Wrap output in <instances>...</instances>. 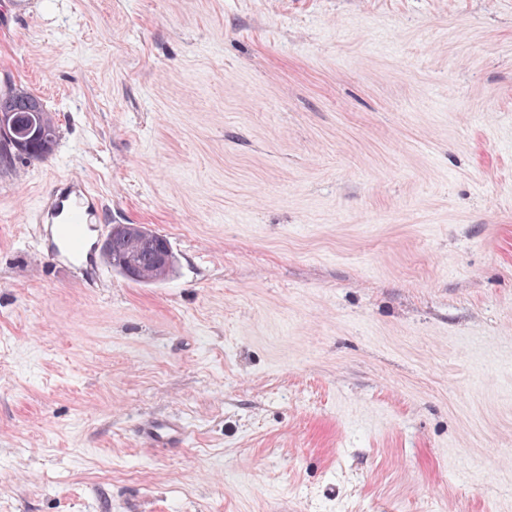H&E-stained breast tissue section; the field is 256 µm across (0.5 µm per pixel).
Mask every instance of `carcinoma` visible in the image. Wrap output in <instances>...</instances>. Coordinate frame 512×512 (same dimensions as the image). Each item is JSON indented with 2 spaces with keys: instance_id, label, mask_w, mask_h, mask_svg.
Listing matches in <instances>:
<instances>
[{
  "instance_id": "cac0c4a2",
  "label": "carcinoma",
  "mask_w": 512,
  "mask_h": 512,
  "mask_svg": "<svg viewBox=\"0 0 512 512\" xmlns=\"http://www.w3.org/2000/svg\"><path fill=\"white\" fill-rule=\"evenodd\" d=\"M0 120L15 125L17 142H0V166L5 168L17 159H46L57 144V126L36 96L17 89L0 91ZM166 238L162 235L134 240L124 233L112 235V269L118 270L129 260L150 277L170 275L172 270L156 267Z\"/></svg>"
}]
</instances>
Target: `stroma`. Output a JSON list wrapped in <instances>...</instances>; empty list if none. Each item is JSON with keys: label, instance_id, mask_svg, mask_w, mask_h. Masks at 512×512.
<instances>
[{"label": "stroma", "instance_id": "35a3bbf8", "mask_svg": "<svg viewBox=\"0 0 512 512\" xmlns=\"http://www.w3.org/2000/svg\"><path fill=\"white\" fill-rule=\"evenodd\" d=\"M4 85L0 512H512V0H0ZM66 179L173 274L48 262ZM36 96L17 89L0 91V117L15 125L17 144L0 140V166H11L16 159H46L57 144V126ZM31 130L29 132L28 130ZM10 158L5 164L4 159ZM186 427L175 419H152L143 424L141 435L152 445L181 444L186 438Z\"/></svg>", "mask_w": 512, "mask_h": 512}]
</instances>
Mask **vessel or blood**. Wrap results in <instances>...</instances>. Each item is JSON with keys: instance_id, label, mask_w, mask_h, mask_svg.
<instances>
[{"instance_id": "vessel-or-blood-1", "label": "vessel or blood", "mask_w": 512, "mask_h": 512, "mask_svg": "<svg viewBox=\"0 0 512 512\" xmlns=\"http://www.w3.org/2000/svg\"><path fill=\"white\" fill-rule=\"evenodd\" d=\"M95 212L89 189L73 180L59 183L48 199L46 216L49 223L60 226L61 232L52 239L47 258L54 262L62 257L72 261L87 259L90 237L97 230ZM141 435L153 445H175L184 442L186 428L174 419H152L143 424Z\"/></svg>"}]
</instances>
